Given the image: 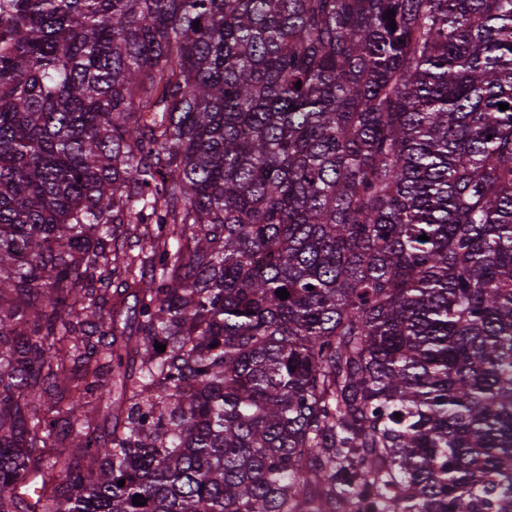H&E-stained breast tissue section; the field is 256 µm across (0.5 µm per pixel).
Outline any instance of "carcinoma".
I'll return each instance as SVG.
<instances>
[{
  "instance_id": "obj_1",
  "label": "carcinoma",
  "mask_w": 512,
  "mask_h": 512,
  "mask_svg": "<svg viewBox=\"0 0 512 512\" xmlns=\"http://www.w3.org/2000/svg\"><path fill=\"white\" fill-rule=\"evenodd\" d=\"M9 8L0 512H512V0Z\"/></svg>"
}]
</instances>
